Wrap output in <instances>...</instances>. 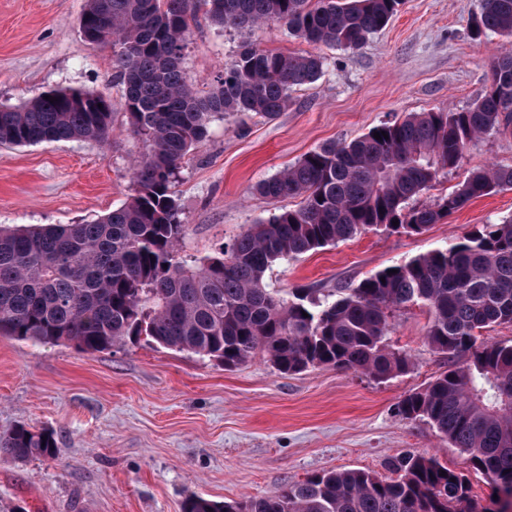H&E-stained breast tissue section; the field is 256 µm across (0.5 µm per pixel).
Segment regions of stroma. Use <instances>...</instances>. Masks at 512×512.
Returning a JSON list of instances; mask_svg holds the SVG:
<instances>
[{
    "mask_svg": "<svg viewBox=\"0 0 512 512\" xmlns=\"http://www.w3.org/2000/svg\"><path fill=\"white\" fill-rule=\"evenodd\" d=\"M87 0H0V104L17 106L49 90L103 94L116 105L110 146L91 140L0 145V225L79 224L123 205L133 192L132 160L147 149L128 129L112 53L85 42ZM482 0H403L382 30L356 51L296 39L270 24L245 33L191 25L182 63L207 92L246 40L283 53H317L319 80L290 93L273 119L251 112L210 122L208 141L188 155L175 190L187 224L184 255L201 258L231 244L292 198L254 192L262 179L322 144L348 142L414 112L460 111L489 87L488 62L512 49L479 38L471 22ZM512 165V134L474 139L459 166L414 198L430 205L472 171ZM512 216V187L469 202L420 234L359 233L336 245L275 262L266 281L318 295ZM425 307L390 312L387 346L409 368L376 380L333 367L277 371L264 352L227 371L197 356L148 345L83 353L0 337V434L24 423L54 431L58 458H0V512H181L192 493L216 501L275 495L284 484L329 471L361 469L392 477L396 455L433 457L465 474L477 506L491 481L426 420L398 412L405 395L448 367L428 344Z\"/></svg>",
    "mask_w": 512,
    "mask_h": 512,
    "instance_id": "1",
    "label": "stroma"
}]
</instances>
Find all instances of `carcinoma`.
<instances>
[{"label":"carcinoma","instance_id":"carcinoma-1","mask_svg":"<svg viewBox=\"0 0 512 512\" xmlns=\"http://www.w3.org/2000/svg\"><path fill=\"white\" fill-rule=\"evenodd\" d=\"M402 0H87L83 36L112 49V80L124 86L130 130L145 137L133 161L134 194L82 224L0 226V337L99 352L144 341L231 369L261 350L281 373L333 366L377 380L408 367L385 344L388 314L427 307L428 342L466 365H450L399 405L423 418L494 484L512 485V344L479 340L512 324V218L484 224L441 249L384 268L322 299L289 298L265 281L278 260L334 245L366 230L421 233L473 199L512 186V165L472 172L432 206L409 201L457 168L469 142L512 133V54L491 58L489 90L471 107L411 113L350 142H330L255 191L297 198L253 224L228 248L189 260L181 245L175 179L208 136L216 114L272 119L294 88L316 82L325 58L243 42L219 86L202 95L181 60L190 23L225 29L283 24L313 45L357 50L397 14ZM478 37L512 39V0H484ZM56 101H50V98ZM112 101L98 93L50 90L0 105V145L112 136ZM388 138L377 140L374 133ZM398 224H393V221ZM307 316H302V313ZM55 461V433L18 424L0 436V458ZM387 480L364 470L315 475L273 496L238 502L187 496L181 512H493L478 510L465 475L423 455L395 456Z\"/></svg>","mask_w":512,"mask_h":512}]
</instances>
